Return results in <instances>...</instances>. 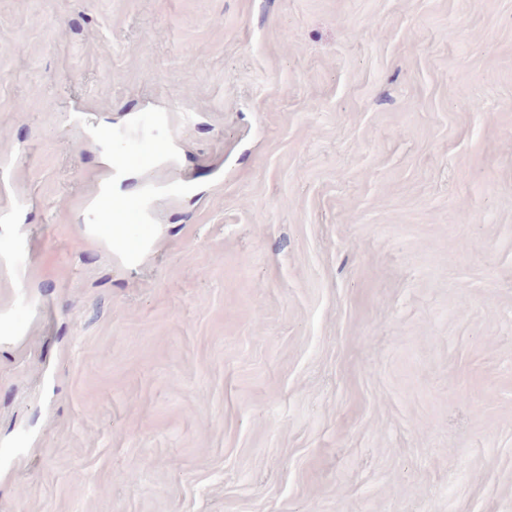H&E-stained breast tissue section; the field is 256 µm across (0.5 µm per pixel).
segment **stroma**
Masks as SVG:
<instances>
[{
    "label": "stroma",
    "instance_id": "obj_1",
    "mask_svg": "<svg viewBox=\"0 0 512 512\" xmlns=\"http://www.w3.org/2000/svg\"><path fill=\"white\" fill-rule=\"evenodd\" d=\"M2 159L0 512H512V0H0ZM164 148L155 140L129 139L122 142V148L115 157V166L120 168L130 162L148 164ZM97 210L108 223L102 227L105 233L111 238L123 241L128 247L136 246V236L130 234L128 224L134 218L142 219L140 202L112 200L111 197L102 194L98 197ZM28 254V238L24 231L10 238L3 249V255L13 266L25 263Z\"/></svg>",
    "mask_w": 512,
    "mask_h": 512
}]
</instances>
